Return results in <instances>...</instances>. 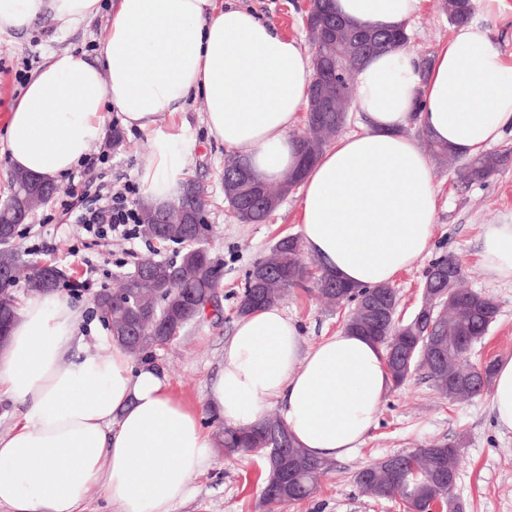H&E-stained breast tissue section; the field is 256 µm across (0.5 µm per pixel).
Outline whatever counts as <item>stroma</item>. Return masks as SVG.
I'll list each match as a JSON object with an SVG mask.
<instances>
[{
    "label": "stroma",
    "instance_id": "35a3bbf8",
    "mask_svg": "<svg viewBox=\"0 0 512 512\" xmlns=\"http://www.w3.org/2000/svg\"><path fill=\"white\" fill-rule=\"evenodd\" d=\"M218 2L249 8L272 23L280 34L296 39L302 47L310 45L303 22L308 0ZM472 4V22L487 31L503 62L512 66V0H496L491 7L485 0H472ZM107 19L103 12L68 32L41 20L23 33L0 39V127L12 103L22 94L23 78L32 77L53 52L73 50L96 55ZM453 33L443 0H424L410 24L407 49L418 58L433 57ZM203 112L201 97L190 96L182 111L160 115L157 128L187 143V178L206 189L209 251L220 272L219 312L191 325L181 337L157 349L145 361L146 366L166 378L176 399L198 411L224 362V347L238 319V297L246 274L280 238L299 234L301 202L300 190H293L265 222L240 223L224 202V161L229 150L208 137ZM122 135L125 144L118 150H110L104 143L92 148L91 154L97 159L93 167L78 166L71 176L57 177V197L29 215L15 241L20 251L39 253L42 260L79 282V290L69 294L83 312L77 345L103 355L111 352L112 345L107 339L108 329L93 310L94 294L117 287L121 275L133 271L142 257L153 252L163 256L172 253L171 246L142 238L133 244L120 239L102 240L78 255L70 253L71 246L85 237L82 226L72 223L61 206L70 187L106 192L119 183L141 181L153 134L123 129ZM432 170L437 213L431 244L417 264L399 273L392 283L397 293V315L405 322L412 319L430 265L439 257L455 256L463 267L464 287L491 296L499 309L496 322L473 350L474 361L493 362L511 356L512 282L490 276L481 253L484 225L512 224V163L484 183L472 186L459 182L454 168L436 162ZM45 242L51 244V251L37 252V245ZM281 307L297 323L307 348L334 335L349 313L348 307L330 306L301 288L290 291ZM437 441L460 446L462 464L454 495L464 512H512V431L497 426L490 393L464 403L448 402L423 370L415 371L401 387L389 389L363 443L351 456L334 460L313 498L284 504L279 512H403L398 501L362 495L354 476L361 467L390 454ZM263 478L264 465L259 457L227 458L213 452L205 468L192 475L188 498L175 504L172 512H264Z\"/></svg>",
    "mask_w": 512,
    "mask_h": 512
}]
</instances>
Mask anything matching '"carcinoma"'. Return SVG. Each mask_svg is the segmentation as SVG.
<instances>
[{"label":"carcinoma","mask_w":512,"mask_h":512,"mask_svg":"<svg viewBox=\"0 0 512 512\" xmlns=\"http://www.w3.org/2000/svg\"><path fill=\"white\" fill-rule=\"evenodd\" d=\"M333 0H313L325 25L336 23L338 15L332 6ZM449 21L458 25L470 19L471 0H444ZM349 35L360 42L361 52L351 49L350 41L329 47L322 46L321 53L331 55L341 66L344 86L349 98H354V84L351 74L359 71L363 61L373 55L398 51L407 46L409 40L399 31L368 28L348 24ZM347 116L336 112H325L321 120L305 116L306 124L315 131L322 143L312 150L309 141H301V155L307 164L314 163L324 149L344 128ZM433 157L440 162L452 163L459 156L448 146L429 141ZM512 159V151L485 153L467 160L459 169L458 176L466 183H481L506 165ZM251 170L256 177L261 174L252 169L249 156L239 152L224 164V177L234 179L243 169ZM22 172H15L12 178L13 193L8 202L0 207V226L16 228L26 221L20 210L19 197L26 193ZM238 221L257 224L265 221L271 213L261 206L259 198L243 196L236 203H228ZM157 201L143 199L138 206L140 224L138 233L147 240L173 244L176 249L168 257H149L144 267L150 274L145 280L134 283L123 279L115 293L97 307L104 321L111 329L112 340L124 346L135 359H142L176 340L185 329L193 324L190 317L181 313V303L175 295L194 302L214 297L219 288V276L208 257L207 242L200 240L195 225L168 224L161 230L149 223ZM303 247L300 238L286 236L277 241L271 256L257 262L248 272L246 285L239 297L238 314L244 315L258 307L278 304L293 288L312 285L319 296L336 305L355 303L361 296L373 294L383 303L385 310L381 317L366 314L360 310L348 317L345 326L355 329L379 344L384 352L402 349L413 353L410 370L395 359L386 361L392 385L399 387L419 368L427 370L437 392L448 400L462 401L480 394L491 385L493 362L474 364L470 360L472 347L481 342L497 317V306L488 296L458 287L462 278L461 267L452 257H442L438 262L454 270L451 300L448 303V318L441 320L439 328L448 331V361L437 364L425 350V340L430 320L425 318L412 334H401L390 322V312L396 308V295L386 285L373 288L351 287L333 276L313 272V263L302 259ZM17 270L33 290H54L61 284L55 277L46 284L50 265L37 258H26L13 247L12 242L0 244V269ZM17 278L0 279V324L15 320L18 302L14 293ZM288 430L277 417H264L251 429L224 425L219 445L224 455L257 454L265 458V482L263 505L265 512H278L287 502L302 501L311 497L318 489L321 477L331 469L329 459L310 456L293 439L288 446L279 449L287 464L280 466L272 459L275 448L274 431ZM459 450L445 442H435L426 448H414L393 454L379 462L370 464L356 474V482L362 493L375 500H401L403 512H428L433 500L439 498L447 512H461L450 489L443 488L435 481L440 468L458 471Z\"/></svg>","instance_id":"1"}]
</instances>
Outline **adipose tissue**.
<instances>
[{"label":"adipose tissue","mask_w":512,"mask_h":512,"mask_svg":"<svg viewBox=\"0 0 512 512\" xmlns=\"http://www.w3.org/2000/svg\"><path fill=\"white\" fill-rule=\"evenodd\" d=\"M423 0H334L358 25L408 27ZM102 0H0V37L41 19L71 30ZM312 62L297 40L242 8L215 0H116L96 59L50 55L11 109L0 149L14 170L54 179L107 133L111 109L126 127L155 132L188 95L205 103L210 136L249 146L254 168L280 178L299 161L296 138ZM365 124L308 169L301 232L323 271L354 287L393 282L428 250L436 196L428 157L404 130L418 124L462 158L482 154L512 128V67L481 27L457 25L427 75L407 51L367 59L357 78ZM156 134V132H155ZM185 147L156 134L142 170L147 193L170 202L184 183ZM483 266L512 281V224L483 228ZM80 311L57 293H32L0 351V394L20 407L0 435V505L12 512H80L102 489L122 512H170L215 443L201 416L165 378L135 368L124 347L74 351ZM390 377L381 348L340 329L303 348L297 324L273 305L242 315L205 407L237 427L278 405L309 454L353 453L371 429ZM497 424L512 430V356L491 383Z\"/></svg>","instance_id":"ef3b65f1"}]
</instances>
